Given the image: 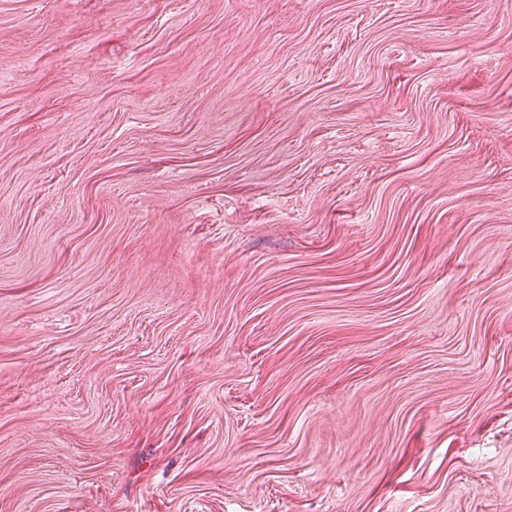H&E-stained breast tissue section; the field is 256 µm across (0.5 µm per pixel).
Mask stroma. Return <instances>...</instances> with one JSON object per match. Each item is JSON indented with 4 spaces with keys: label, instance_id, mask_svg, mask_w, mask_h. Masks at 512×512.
<instances>
[{
    "label": "stroma",
    "instance_id": "stroma-1",
    "mask_svg": "<svg viewBox=\"0 0 512 512\" xmlns=\"http://www.w3.org/2000/svg\"><path fill=\"white\" fill-rule=\"evenodd\" d=\"M0 512H512V0H0Z\"/></svg>",
    "mask_w": 512,
    "mask_h": 512
}]
</instances>
